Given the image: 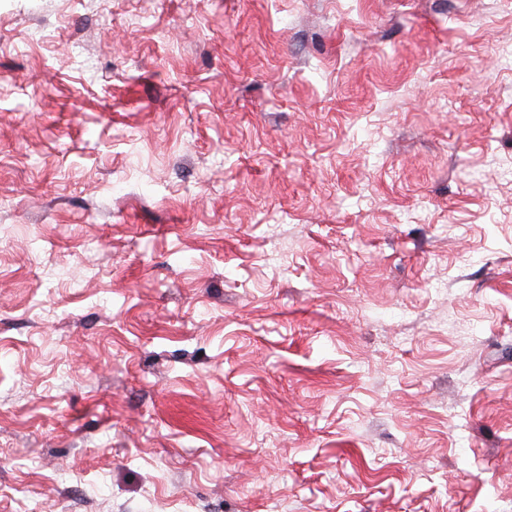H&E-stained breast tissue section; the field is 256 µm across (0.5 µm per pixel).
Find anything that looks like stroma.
<instances>
[{"mask_svg": "<svg viewBox=\"0 0 512 512\" xmlns=\"http://www.w3.org/2000/svg\"><path fill=\"white\" fill-rule=\"evenodd\" d=\"M0 512H512V0H0Z\"/></svg>", "mask_w": 512, "mask_h": 512, "instance_id": "35a3bbf8", "label": "stroma"}]
</instances>
